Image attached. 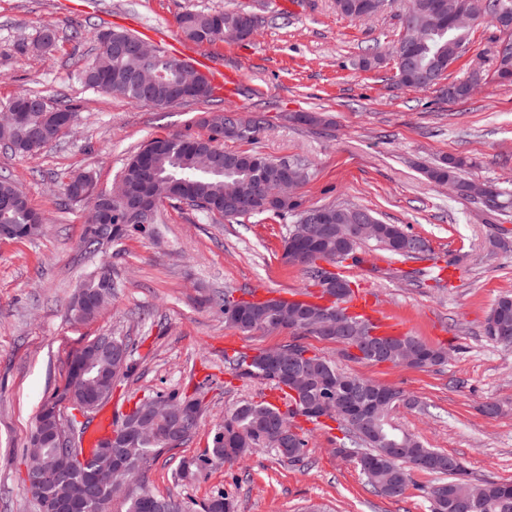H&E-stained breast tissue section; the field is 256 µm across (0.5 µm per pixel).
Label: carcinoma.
<instances>
[{
    "label": "carcinoma",
    "mask_w": 512,
    "mask_h": 512,
    "mask_svg": "<svg viewBox=\"0 0 512 512\" xmlns=\"http://www.w3.org/2000/svg\"><path fill=\"white\" fill-rule=\"evenodd\" d=\"M353 0H335L336 10L348 18L365 20L377 17L392 7L394 0H363L364 9L359 15L350 10ZM448 0H405L403 16L411 17L419 38L412 42L411 63L414 70L396 72V83L404 87L420 85L419 74H426L437 81L448 78L449 64L461 59L459 49L470 45L473 32L456 25L454 13H469L476 10L484 15L499 11L512 14V0H453L452 5L439 10L440 3ZM238 21L236 11H187L178 19L183 37L193 43H215L221 40L220 29L234 27ZM91 39L98 45L97 54L85 61L80 69V78L89 88L113 96L123 97L136 104L150 100L154 106H169L182 103L177 91L179 77L173 63L177 58L154 53L150 56L137 52L118 55L112 50L115 42H135L140 37L112 27H95ZM57 31L45 28L37 40L22 42L17 53L22 56L42 54L50 51L57 43ZM484 80L482 71H469L467 76L454 79L449 86L456 89L457 100L468 98ZM24 103L27 105L26 119L14 121L12 112ZM59 113L76 120L73 104L63 102L51 105L37 92H28L14 98L0 113V145L14 154L30 155L57 139L49 127V115ZM208 129L205 137L184 134L150 140L148 147L151 160L148 167L139 166L141 152L130 157L121 172L120 179L128 184H143L160 200L186 204L211 217L239 219L233 203L251 192L253 187L264 185L274 189L280 183V171L286 161L266 158L256 152H229L223 150L226 140H255L264 130V119L260 115H245L236 111L208 112L200 120ZM467 166L463 157L448 156L426 170V176L436 184L447 183L460 194L470 197L473 182L461 176ZM484 186L491 191V203L486 205L490 212L508 208L506 192L495 182L486 181ZM65 197L70 201L87 202L92 207L102 208L109 213L111 233L94 227H86L80 237L85 252L95 254L108 245L118 242L142 227L131 223L124 208L106 191L94 190L92 179L87 175H76L66 184ZM324 210L331 214L329 225L332 233L316 245L301 249L291 238H286L282 258L287 263L299 264L306 268L308 277L319 287L322 296L331 298L330 304L303 301L308 307L311 320H316L324 311H337L355 324L365 335L370 330L358 315L350 314L339 305L347 303L354 294L352 281L342 272H333L319 265L325 261L336 265L349 258H355V251L366 241L375 242L392 258L419 259L428 255L427 242L410 235L399 224H386L378 220L374 212L360 206L327 205ZM310 208L303 206L299 196L275 197L273 195L253 198L249 217L264 214H292L301 219ZM11 224L18 233L16 240L34 239L40 236L46 226L44 216L34 210L26 196L11 178L0 176V225ZM112 276L107 271L91 274L80 284L69 307V319L86 322L94 319L102 310V304L112 296ZM213 305L224 313V323L243 333L253 331H274L277 329L282 310L293 305L286 298L271 300L243 298L236 299L230 292L213 299ZM244 306L254 311L250 319L239 318L234 308ZM485 333L493 341L512 345V293L498 298L485 323ZM116 346L101 353L86 368L84 382L98 389L103 397H109L112 382L129 376L132 370L129 342L114 337ZM330 340L343 346L345 355L357 362L375 364L377 358L354 353L356 343L348 337L332 336ZM412 348L423 352L422 360L413 364L407 353ZM260 350L249 356L240 353L225 358L236 376L266 382L283 392L284 407L268 401L243 400L216 425L211 446L201 454L180 462L177 474L185 480H194L207 475L216 466L232 465L240 458L258 449H270L279 457L296 462L308 447V439L297 419L305 418L315 425L330 420L344 434L346 442L340 444L339 453L352 460L362 457L374 461L363 475L373 491L381 497L397 499L402 497L410 483L414 470L444 476L433 485L427 496L430 512H512V482L483 481L475 483L464 478L460 462L448 454L427 448L415 436L400 430L392 422V412L403 401L400 390L384 387L386 397L373 404L370 414L372 430L363 432L356 426L357 410L369 397L373 382L363 377L341 371L336 363L324 356L310 353L300 344L283 345L278 354L283 364L298 358L303 365L311 368L304 380L293 378L289 386L310 398H321L327 390L336 396L335 404L323 413L325 419L308 416L294 396L283 390L278 370L264 357ZM387 359L394 366H413L429 369L445 364L448 348L430 345L416 336L404 334L393 337L387 351ZM185 401L186 396L178 391L158 392L152 397L138 400L132 411L122 415L113 425L112 432L119 431L123 423L134 421L145 402L174 400ZM161 424L148 439L129 441L120 447H105L100 441L94 451L86 456L78 448L73 453L84 459V470L75 473L56 494L61 499L79 500V512H108L109 498L101 491L89 495L86 474L98 464L108 461L112 453L126 462V476L133 480V489L126 497V512H193L184 501L165 498L154 494L139 479L140 471L161 453L176 448L187 441L191 432L177 435L173 428V417L159 414ZM68 445L57 437L48 438L41 451L42 468L54 469ZM200 512H235L234 500L222 491L212 495L200 504Z\"/></svg>",
    "instance_id": "1"
}]
</instances>
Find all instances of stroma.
<instances>
[{
    "label": "stroma",
    "instance_id": "stroma-1",
    "mask_svg": "<svg viewBox=\"0 0 512 512\" xmlns=\"http://www.w3.org/2000/svg\"><path fill=\"white\" fill-rule=\"evenodd\" d=\"M224 9L258 16L251 39L198 45L181 35L179 14ZM94 24L164 31L183 50L235 72L236 93L161 108L88 88L78 67L97 45L69 34ZM47 26L59 32L56 47L20 56L18 44ZM402 31L397 10L359 21L338 14L334 0H84L79 11L70 0H0V109L32 90L51 103L68 98L78 112L73 128L35 154L0 148V175L13 179L49 220L35 240L0 239V512H38L24 483L36 417L52 398L67 408L69 361L103 333L130 339L135 365L104 410L118 417L138 399L172 389L202 402L189 440L143 471L158 495L199 503L222 491L234 498L236 512H429L425 491L437 475L413 472L403 497H380L355 462L338 453L336 429L310 432L298 463L264 449L215 466L198 481L180 480V461L210 445L225 410L273 394L268 384L226 368L229 343L250 353L295 342L346 372L395 387L415 400L395 411L398 426L458 458L470 479L512 481V348L484 330L496 300L512 293V206L487 211L422 173L445 156H461L473 162L465 179L493 181L512 194V84L483 83L462 102L437 89L396 86L386 55ZM368 53L384 56L381 67H358ZM223 108L265 118L257 140H228L225 150L305 164L307 179L298 190L304 205L365 206L427 241L424 259H394L361 245L357 260H345L342 270L355 291L375 297L407 332L446 345L445 365L362 364L314 336L226 326L210 303L214 295L258 291L289 298L311 291L304 267L282 258L294 224L289 215L216 220L165 201L153 232L85 253L80 237L89 207L64 203L63 184L86 172L97 190L111 189L141 145L205 135L199 118ZM301 112L319 113L321 124L295 122ZM103 268L114 283L111 300L93 320L70 321L76 289ZM488 405L497 413L486 414Z\"/></svg>",
    "mask_w": 512,
    "mask_h": 512
}]
</instances>
